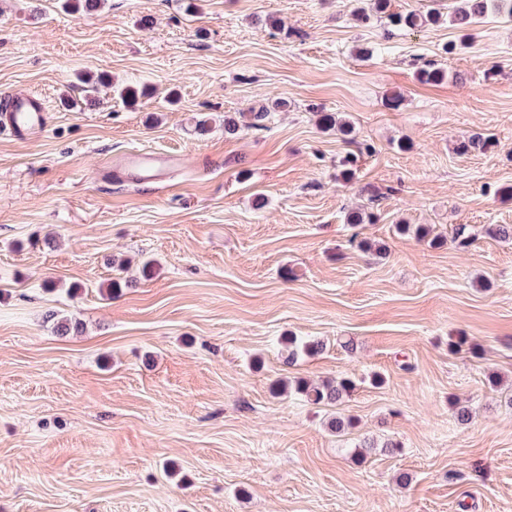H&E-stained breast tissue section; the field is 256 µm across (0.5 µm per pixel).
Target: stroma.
<instances>
[{
	"label": "stroma",
	"instance_id": "stroma-1",
	"mask_svg": "<svg viewBox=\"0 0 512 512\" xmlns=\"http://www.w3.org/2000/svg\"><path fill=\"white\" fill-rule=\"evenodd\" d=\"M61 4L0 0V91L49 109L0 134V512H512V240L488 233L512 226V23L461 35L456 0H391L441 12L417 32L355 0ZM139 152L181 160L101 180ZM285 336L324 348L288 364ZM342 377L337 406L272 392ZM176 163H179V158L172 155L128 154L114 166L110 158L102 170V177L112 180L114 175L131 183L152 182L161 179L164 172Z\"/></svg>",
	"mask_w": 512,
	"mask_h": 512
}]
</instances>
